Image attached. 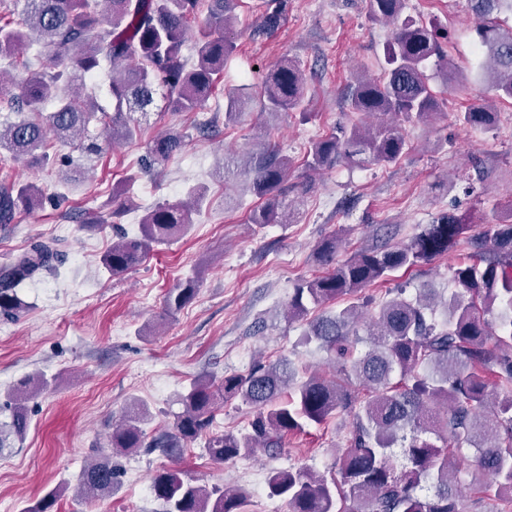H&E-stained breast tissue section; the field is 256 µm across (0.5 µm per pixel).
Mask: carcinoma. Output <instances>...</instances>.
Wrapping results in <instances>:
<instances>
[{
	"label": "carcinoma",
	"mask_w": 512,
	"mask_h": 512,
	"mask_svg": "<svg viewBox=\"0 0 512 512\" xmlns=\"http://www.w3.org/2000/svg\"><path fill=\"white\" fill-rule=\"evenodd\" d=\"M202 1L208 15L194 43L196 64L190 67L182 48ZM405 3L370 0L372 15L393 24L394 36L383 74L356 78L348 86L347 102L350 111L374 121L339 126L314 141L305 169L315 172L342 161L394 163L407 146L401 122H424L437 112L426 69L431 59L445 56L435 32L403 16ZM468 4L483 56L477 80L495 98L512 99V30L496 21L502 13L512 14V0ZM236 8L237 0H13V8L0 13V58L14 61L35 39L51 60H69L74 68L25 67L26 75L17 82L20 96L11 99L22 116L0 125V161L8 157L43 166L51 140L97 154L102 135L114 141L133 138L160 101L180 112L194 111L235 49ZM102 54L112 64L110 112L99 109L93 94L68 91L93 75ZM304 90L301 70L280 60L265 76V111L276 115L294 108ZM47 101L56 103L54 111H40ZM249 107L248 96L228 95L224 124L237 122ZM493 119L485 103L459 116L470 128H486ZM96 127L100 132H93ZM184 140V133L170 131L150 143L148 155L163 162L181 150ZM288 168V160L273 153L251 157L245 167L250 188L266 202L251 212L250 223H284L290 217L291 205L281 196ZM42 199V190L31 183H0V224L15 223L18 214L38 208ZM191 215L181 201L153 207L141 219L140 234L112 243L102 265L114 276L135 269L155 248L186 235ZM468 228L465 217L445 212L404 245L364 249L326 275L302 282L288 299V319L307 315L311 306L321 310L305 336L330 354L332 377L312 374L296 384L297 369L285 357L219 381L199 377L179 395L182 411L174 415L171 429L149 447L170 455L181 452L210 429L217 406L239 398L253 408L250 431L209 437L205 451L219 464L253 458L260 449L277 454L286 435L311 424L349 421L351 437L339 449L337 477L328 480L305 465L269 476V495L284 500L288 512H465L462 486L450 466L470 451L497 497L512 504V224L487 229L473 255L455 269L454 288L437 303L433 288L413 299L400 289L365 311L354 302L326 310L396 270L448 253ZM336 250V239H327L318 246L317 258L331 265ZM63 260L55 243L35 241L0 267V317H19L27 308L21 287ZM197 291L193 278L169 289L166 314L175 316ZM362 334L369 348L353 359L348 343L360 341ZM56 381L33 375L21 382L18 393L6 395L0 407L8 411L0 419V452L28 430L21 395L34 396ZM148 418V409L136 400L122 407L110 446L76 476L80 495L93 499L117 490L112 459L143 447L142 425ZM67 487L64 482L49 489L21 512H55ZM151 490L164 512H246L249 500L244 489L208 488L172 468L156 471Z\"/></svg>",
	"instance_id": "1"
}]
</instances>
